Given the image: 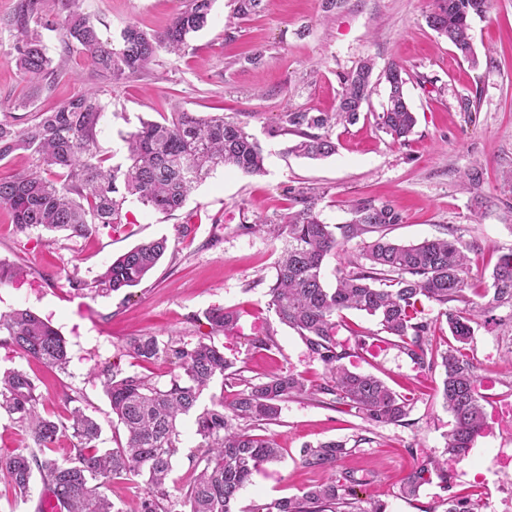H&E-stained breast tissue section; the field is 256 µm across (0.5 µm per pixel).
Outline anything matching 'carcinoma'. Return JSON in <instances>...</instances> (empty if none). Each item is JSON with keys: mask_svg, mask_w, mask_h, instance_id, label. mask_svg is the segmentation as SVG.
Here are the masks:
<instances>
[{"mask_svg": "<svg viewBox=\"0 0 512 512\" xmlns=\"http://www.w3.org/2000/svg\"><path fill=\"white\" fill-rule=\"evenodd\" d=\"M212 4L213 0H184L164 30L149 33L129 22L117 37L104 40L90 15L75 9L76 0H23L13 22L20 37L13 43L12 56L22 80L39 90L44 81L58 76L42 38V31L55 30L65 48L76 45L88 53L98 76L125 80L146 72L162 53H184L190 37L207 25ZM488 8L489 0H435L425 22L475 65L478 56L470 36L471 20L485 16ZM264 9L265 0H235L232 18L243 20ZM373 69V60L367 59L340 74L342 91L332 115L284 112V130L296 136L288 152L308 159L334 154L330 129L338 121L358 120L369 100ZM403 73L405 69L396 62L383 71L388 95L378 125L404 142L416 117L406 99ZM104 111L98 92L87 89L24 122L11 112L0 113V162L19 151L30 158L26 170L0 179V204L10 209L20 232L43 229L70 236L101 229L117 232L129 223L125 203L130 197L155 212L170 214L181 209L191 191L219 167L247 176L265 171L259 142L220 112L199 117L179 111L159 121H143L124 138L128 164H113L98 145ZM294 204L298 209L282 223H263L272 237L284 240L268 288V306L326 365L329 380L309 389L300 376L287 371L245 382L228 413L222 397L199 407L203 391L214 379L230 386L237 381L231 371L233 362L224 357L214 337L234 329L238 314L213 308L204 313L210 335L194 343L156 336L127 342L130 355L171 364L167 381L124 372L114 362L104 366L101 383L124 435L114 439L115 447L102 448L101 427L79 406L81 397H68L77 406L64 418L44 415L35 379L19 367L0 371V418L27 442L26 450L0 456V476L17 495L27 499L38 478L64 512H119L107 494L108 484L142 477L140 512H237L240 490L262 466L281 455L273 440L251 433L238 421L272 422L279 416L280 403L323 394L369 421L400 422L407 415L409 399L374 375L340 365L350 349L336 339V318L347 310L378 320L380 331L373 334V342L389 341L420 368L442 371L443 403L455 420L447 452L460 460L468 455L486 427L485 399L476 389L477 367L465 353L474 333L472 311L490 313L503 304L512 305V252L496 262L492 299L481 306L474 298L485 294L468 288V256L456 229H449L443 238L404 245L386 238V230L402 222L401 214L387 203L360 201L351 209L352 218L336 225L319 218L316 197L300 192ZM355 238L369 239L364 253L340 267L335 287H328L322 274L326 257ZM167 249L165 238L136 245L112 260L97 285L107 291L139 285ZM425 302L439 306V314L446 318L453 341L444 350L434 341L436 320L426 317ZM0 347L51 368L63 370L68 363L64 337L28 309L0 313ZM189 416L194 418L198 443L189 456L188 478L178 501L186 510L181 511L167 482L182 444L181 421ZM63 439L70 448L61 459L57 445ZM344 448L343 442L335 440L309 447L305 463L334 467ZM435 477L448 488V471L430 461L407 475L401 493L413 497ZM353 496L350 488L332 480L297 497L255 505L251 512H354Z\"/></svg>", "mask_w": 512, "mask_h": 512, "instance_id": "1", "label": "carcinoma"}]
</instances>
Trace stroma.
<instances>
[{
	"label": "stroma",
	"instance_id": "35a3bbf8",
	"mask_svg": "<svg viewBox=\"0 0 512 512\" xmlns=\"http://www.w3.org/2000/svg\"><path fill=\"white\" fill-rule=\"evenodd\" d=\"M19 4L0 0V108L7 112L26 92L10 55L17 33L5 25ZM180 5L181 0L78 3L106 38L117 36L129 21L150 33L161 31ZM432 7L433 0H345L328 12L324 0H268L262 13L228 30L224 22L234 4L215 0L209 24L191 37L184 56L160 55L151 70L119 82L98 78L86 54L64 49L58 32L44 31L48 53L64 74L44 86L33 111L98 89L106 106L99 148L118 162L127 155L124 136L141 121L177 110L201 117L220 112L259 141L266 171L246 176L217 169L170 214L129 199V223L116 234L103 230L69 239L44 230L24 234L0 207V260L27 270L0 287V311L23 308L49 320L64 336L69 357L60 372L21 361L2 347L0 369L24 367L38 379L46 410L58 415L68 414V396L81 395L107 448L118 424L95 371L116 360L125 371L167 380L169 363L121 355L122 345L132 336L167 333L197 341L209 332L204 314L212 308L239 315L236 329L215 342L242 379L290 371L308 385L325 383V365L268 306L281 244L257 228L258 221L287 216L302 190L316 194L317 213L332 225L348 222L357 202L392 204L402 222L388 236L399 243H419L457 228L471 259L469 286L489 287L499 256L512 251V184L502 178L512 170V0H491L486 16L473 20L476 51L491 57L475 68L427 27L424 16ZM367 57L375 60L372 92L357 123L332 128L335 154L319 161L288 154L294 137L282 129L283 112L333 111L339 73ZM392 61L406 70L405 93L417 119L405 142L393 140L376 123L387 99L382 72ZM466 100L472 106L468 112L462 108ZM474 166L482 171L480 182L463 186L462 176ZM158 238L167 239L168 250L139 286L92 290L112 259ZM72 271L87 289L70 288L66 276ZM378 328L374 317L344 314L337 339L353 354L343 364L376 375L407 396V415L377 424L326 395L288 399L276 421L256 428L282 455L241 490L239 512L331 480L353 489L365 512L378 502L386 512H446L452 496L481 504L483 512H512V306L497 307L473 325L467 351L487 384L482 394L489 429L459 462L445 452L453 417L443 404L440 372L421 371L390 344L376 353L356 348V335ZM268 333L274 346L255 347V339ZM330 440L346 447L336 467L306 465L305 447ZM430 459L447 460V484L435 480L417 496H403V479Z\"/></svg>",
	"mask_w": 512,
	"mask_h": 512
}]
</instances>
